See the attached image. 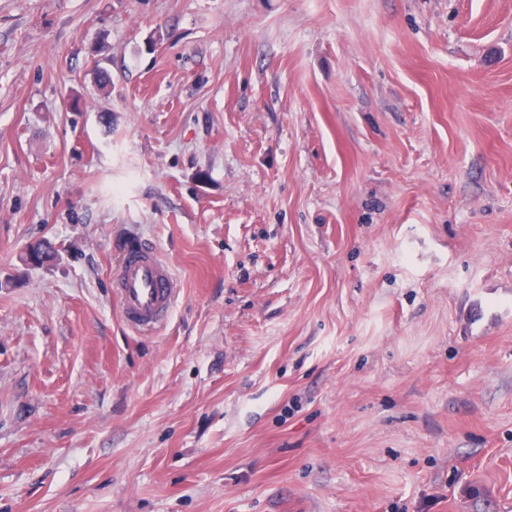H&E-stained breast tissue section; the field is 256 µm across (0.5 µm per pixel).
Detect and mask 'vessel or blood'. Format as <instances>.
Here are the masks:
<instances>
[{
    "label": "vessel or blood",
    "mask_w": 512,
    "mask_h": 512,
    "mask_svg": "<svg viewBox=\"0 0 512 512\" xmlns=\"http://www.w3.org/2000/svg\"><path fill=\"white\" fill-rule=\"evenodd\" d=\"M115 288L127 323L147 332L165 325L179 293L169 264L138 238L120 247Z\"/></svg>",
    "instance_id": "1"
}]
</instances>
